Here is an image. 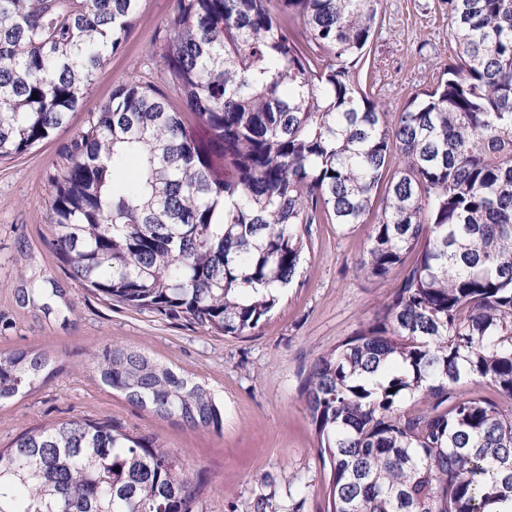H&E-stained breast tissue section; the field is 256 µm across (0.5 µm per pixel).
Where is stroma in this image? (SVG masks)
<instances>
[{
    "instance_id": "1",
    "label": "stroma",
    "mask_w": 512,
    "mask_h": 512,
    "mask_svg": "<svg viewBox=\"0 0 512 512\" xmlns=\"http://www.w3.org/2000/svg\"><path fill=\"white\" fill-rule=\"evenodd\" d=\"M173 14V0H143L140 21L68 124L32 152L0 160V354L45 352L54 369L0 403V449L40 425L109 421L154 435L187 460L199 482L196 512H329L330 465L300 389L313 359L371 322L403 279L400 268L383 279L356 273L370 225H312L279 305L240 336L107 301L74 280L49 245L52 179L68 165L65 146L118 84L137 76L160 82L154 54ZM452 48L444 0H384L369 46V92L401 110L437 82ZM115 342L205 385L224 413L223 429L188 428L104 385L90 353Z\"/></svg>"
}]
</instances>
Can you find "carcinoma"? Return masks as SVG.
Returning a JSON list of instances; mask_svg holds the SVG:
<instances>
[{
	"mask_svg": "<svg viewBox=\"0 0 512 512\" xmlns=\"http://www.w3.org/2000/svg\"><path fill=\"white\" fill-rule=\"evenodd\" d=\"M445 3L457 63L391 116L356 80L383 0H175L159 62L183 109L120 84L53 178L50 244L74 278L222 336L276 308L312 224L372 223L368 277L413 257L302 383L331 512H512V0ZM141 5L0 0V159L66 123ZM92 363L133 404L223 427L203 385L136 350ZM49 365L0 355V400ZM469 380L502 401L459 392ZM196 498L184 458L109 422L31 428L0 451V512H195Z\"/></svg>",
	"mask_w": 512,
	"mask_h": 512,
	"instance_id": "obj_1",
	"label": "carcinoma"
}]
</instances>
